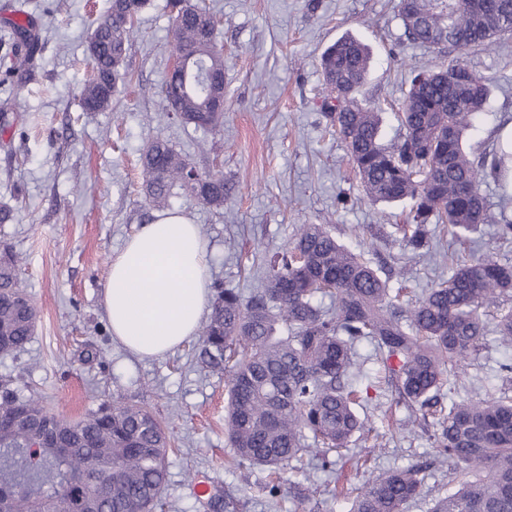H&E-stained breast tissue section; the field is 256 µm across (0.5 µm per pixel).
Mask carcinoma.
Instances as JSON below:
<instances>
[{
	"instance_id": "cac0c4a2",
	"label": "carcinoma",
	"mask_w": 512,
	"mask_h": 512,
	"mask_svg": "<svg viewBox=\"0 0 512 512\" xmlns=\"http://www.w3.org/2000/svg\"><path fill=\"white\" fill-rule=\"evenodd\" d=\"M147 0H112L110 13L89 36L92 78L80 92L85 112L112 106L125 82L133 49L132 18ZM168 51L192 58L202 80L183 89L181 69L169 70L162 86L169 113L207 132L224 127V53L215 20L197 5L180 8ZM408 40L445 59L473 47L493 50L512 34V0H492L484 11L467 0H398ZM22 46L5 77L18 91L32 64L38 36L13 23ZM331 100L323 117L346 146L365 197L373 203L408 201L399 245L414 256L433 253L431 224L448 225L465 245L478 225L493 222L499 241L512 245V208L492 214L480 186L492 180L507 188L512 150L477 152L466 135L487 112L490 84L468 65L453 60L413 71L397 121L403 134L387 143L381 115L363 105L370 53L347 34L319 63ZM156 137L141 156L145 203L171 207L173 189L209 207L224 205V174L199 171ZM23 258L0 250V354L23 349L38 311L19 284ZM215 298L202 326L200 361L227 377L225 416L234 462L301 472L349 446L366 430L355 406L362 373L356 347L373 344L383 364L386 389L409 418L432 429L436 456L457 475L453 490L437 493L431 512H512V395L503 391L479 401L443 402L449 376L466 373L486 335V317L496 313L500 344L512 348V266L483 254L456 263L448 279L414 298L393 288L371 262L349 250L322 224H301L291 243L273 255L267 286L244 299L214 284ZM331 299L326 307L322 299ZM32 423H58L68 452L31 451L34 437L14 423L18 411ZM170 438L146 407L114 402L78 420L51 414L43 401L5 381L0 383V498L12 512H157L167 482ZM418 468L395 469L360 484L337 477L332 496L352 501V512H402L419 495Z\"/></svg>"
}]
</instances>
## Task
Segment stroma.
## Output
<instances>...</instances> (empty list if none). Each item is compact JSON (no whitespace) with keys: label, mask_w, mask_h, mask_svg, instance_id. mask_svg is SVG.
Here are the masks:
<instances>
[{"label":"stroma","mask_w":512,"mask_h":512,"mask_svg":"<svg viewBox=\"0 0 512 512\" xmlns=\"http://www.w3.org/2000/svg\"><path fill=\"white\" fill-rule=\"evenodd\" d=\"M193 2L214 14L224 51V129L216 133L165 116L161 83L173 35L167 0H149L131 27L136 51L129 77L102 112L83 111L79 92L92 73L87 33L109 13L111 0H0V26L21 13L39 35L24 93L0 85V204L14 209L13 220L0 224V244L23 254L20 281L39 307L25 349L0 355V380L41 396L69 419L115 401L150 408L172 442L160 512H211V498L227 495L236 512H349V503L325 492L332 473L315 465L304 495L286 484L274 498L263 489L265 468L225 471L232 450L224 433L223 375L201 367L193 340L160 358L132 355L113 339L101 297L112 254L153 216L143 206L140 156L155 137L198 168L223 172V207H202L182 194L171 204L198 224L212 281L242 297L264 286L268 259L299 224L325 225L382 266L392 285L419 293L447 278L449 236L436 234L434 256L411 255L396 241L408 203L382 206L365 198L344 143L326 127L319 68L323 51L342 35L371 47L364 102L382 112L389 142L401 134L394 113L412 70L436 55L406 40L397 0ZM462 60L491 82L490 111L469 138L473 147H489L512 123V35L500 48L471 49ZM358 352L364 362L358 385L370 397L362 414L378 439L351 442L349 452L368 457L377 475L429 466L424 489L405 506L429 512L432 488L449 484L450 467L438 462L428 432L404 407L396 408L395 422L386 421L392 397L376 385L375 348L364 342ZM511 360L512 349L487 332L455 396L498 394V367Z\"/></svg>","instance_id":"35a3bbf8"}]
</instances>
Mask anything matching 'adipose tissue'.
Segmentation results:
<instances>
[{
    "mask_svg": "<svg viewBox=\"0 0 512 512\" xmlns=\"http://www.w3.org/2000/svg\"><path fill=\"white\" fill-rule=\"evenodd\" d=\"M211 298L207 250L192 219L161 213L113 254L102 306L113 339L158 358L191 340Z\"/></svg>",
    "mask_w": 512,
    "mask_h": 512,
    "instance_id": "1",
    "label": "adipose tissue"
}]
</instances>
